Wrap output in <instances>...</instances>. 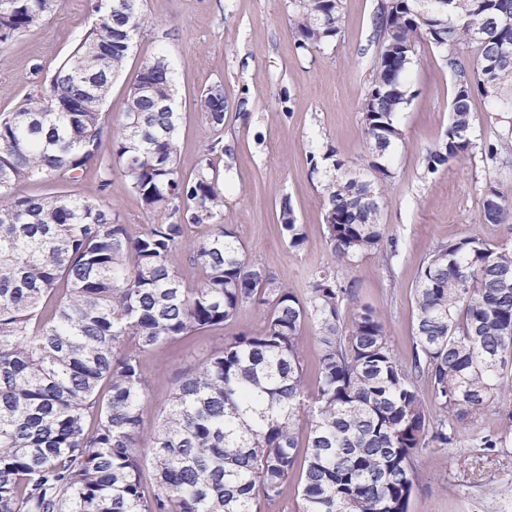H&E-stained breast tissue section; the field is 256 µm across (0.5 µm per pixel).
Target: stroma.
I'll return each mask as SVG.
<instances>
[{
  "label": "stroma",
  "mask_w": 512,
  "mask_h": 512,
  "mask_svg": "<svg viewBox=\"0 0 512 512\" xmlns=\"http://www.w3.org/2000/svg\"><path fill=\"white\" fill-rule=\"evenodd\" d=\"M379 3L341 0L340 35L323 50L307 53L295 47L289 0H144L150 25L135 39L112 84L99 155L112 158V128L122 119L129 78L161 52L174 72L180 114L177 167L192 175L209 139L197 102L208 86L223 84V138L235 152L220 163L232 181L219 223L233 229L247 257L298 297L307 296L314 272L322 268L331 269L338 281L354 283L355 298L346 305L344 320L363 306L380 313L393 354L408 368L414 357L413 289L434 248L471 235L492 245L512 244V220L483 223L480 202L489 182L512 200V166L491 171L467 158L426 173L425 153L448 128L455 78L443 50L421 46L407 73L411 98L399 115L402 136L392 150L393 175L381 186L386 204L379 222L386 238L399 240L400 251L388 268L375 252L351 265L336 261L327 239L323 176L312 170L309 156L330 146L345 171L359 172L368 164L360 105L377 50ZM96 5L97 0H62L39 25L0 47V112L45 95L58 66L95 21ZM63 190L112 206L119 223L133 232L157 221L117 167L105 177L88 171L65 185L24 182L14 193L40 197ZM285 198L304 233L297 248L289 247L279 226ZM265 314V306L248 303L221 328L144 353L141 436L156 431L185 372L224 342L259 330ZM476 428L498 431L497 409L476 421H460L454 447L416 450L408 512H512V441L493 452L473 447Z\"/></svg>",
  "instance_id": "1"
}]
</instances>
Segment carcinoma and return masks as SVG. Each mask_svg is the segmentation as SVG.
<instances>
[{
	"mask_svg": "<svg viewBox=\"0 0 512 512\" xmlns=\"http://www.w3.org/2000/svg\"><path fill=\"white\" fill-rule=\"evenodd\" d=\"M441 22L416 0H383L377 59L361 102L370 161L366 172L322 185L325 223L336 260L351 265L384 237L380 184L392 177L398 116L409 103L406 74L417 48L448 50L456 76L444 138L426 151L434 174L464 156L485 168L512 163V0H447ZM61 0H0V46L36 26ZM94 25L50 79L42 102L0 113V512H261L299 479L300 512H408L415 451L451 448L454 420L475 418L502 390L512 364V245L466 236L438 246L414 289V363L404 369L382 316L363 307L349 325L342 308L354 286L315 273L302 301L255 260L215 218L224 208L216 159L231 153L224 129V85L198 102L217 134L194 175L176 166L178 113L167 58L147 60L132 78L123 120L112 135L118 164L145 207L161 216L137 233L98 201L66 192L18 197L34 178L63 184L97 166L102 107L148 20L143 0H100ZM297 48L323 49L341 32L340 0H290ZM474 46L467 68L458 49ZM491 103L500 130L471 137L472 97ZM313 170L343 168L329 147ZM487 224L512 218V202L489 182ZM288 244L304 241L288 200L279 211ZM208 233L188 241L192 225ZM204 273L187 287L182 253ZM248 302L266 306L257 333L224 343L176 382L157 431L138 441L141 357L233 317ZM321 345L319 384L303 464L294 421L305 406L302 325ZM425 380L444 412L430 423L418 392ZM501 431L472 441L493 451L512 437V407ZM149 450L154 488L145 492L141 449Z\"/></svg>",
	"mask_w": 512,
	"mask_h": 512,
	"instance_id": "1",
	"label": "carcinoma"
}]
</instances>
